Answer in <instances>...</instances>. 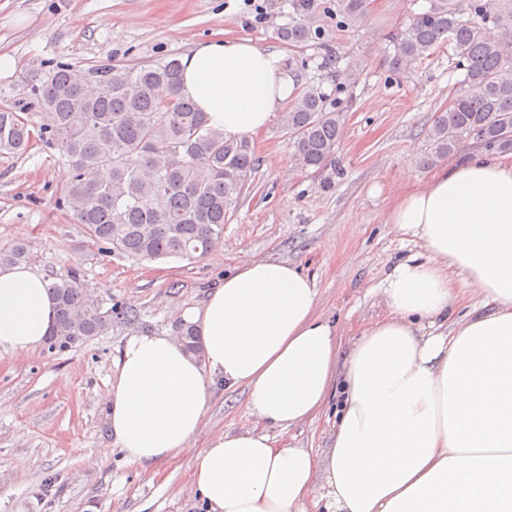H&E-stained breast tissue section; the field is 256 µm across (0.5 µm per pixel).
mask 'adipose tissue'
Masks as SVG:
<instances>
[{
	"label": "adipose tissue",
	"mask_w": 512,
	"mask_h": 512,
	"mask_svg": "<svg viewBox=\"0 0 512 512\" xmlns=\"http://www.w3.org/2000/svg\"><path fill=\"white\" fill-rule=\"evenodd\" d=\"M180 64L182 94L228 139L264 132L296 93L284 53L248 38L197 43ZM384 221L419 250L386 270L385 312L349 352L299 267L244 262L180 314L203 360L168 332L126 338L102 456L146 467L183 449L219 377L245 389L248 411L197 457L207 512H512V153L442 166ZM54 322L44 275L0 267V354L37 350ZM337 394L324 454L283 440Z\"/></svg>",
	"instance_id": "obj_1"
}]
</instances>
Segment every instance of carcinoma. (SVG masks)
Returning a JSON list of instances; mask_svg holds the SVG:
<instances>
[{
	"label": "carcinoma",
	"mask_w": 512,
	"mask_h": 512,
	"mask_svg": "<svg viewBox=\"0 0 512 512\" xmlns=\"http://www.w3.org/2000/svg\"><path fill=\"white\" fill-rule=\"evenodd\" d=\"M353 22L364 19L367 0H340ZM470 17H465V14ZM512 27V0H430L389 36L391 66L399 71L448 45L464 70L460 89L448 109L433 121L424 162L454 154L467 140L487 150L512 151V42L495 38L487 23ZM290 46L311 38L304 23L278 32ZM99 89L64 66L30 86L44 108L35 126L10 107L0 108V155L25 153L35 134L56 147L72 171L61 196L89 238L135 261L169 257L194 259L224 236L226 215L239 202L257 169L247 140H227L208 124L206 114L179 93L176 58L156 66L94 69ZM164 86L169 97L155 94ZM293 136L295 162L304 169L324 166L336 153L342 113L308 88L285 116ZM106 169V181L93 179ZM30 259L25 243L0 250V265ZM56 322L51 344L62 347L96 336L112 326L77 272L50 283ZM187 351L201 356L200 338L186 327Z\"/></svg>",
	"instance_id": "carcinoma-1"
}]
</instances>
